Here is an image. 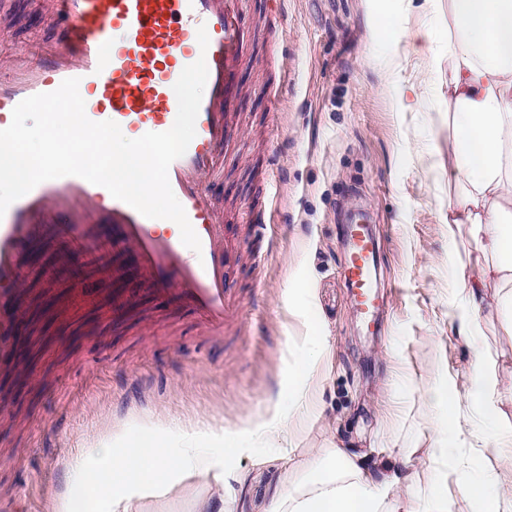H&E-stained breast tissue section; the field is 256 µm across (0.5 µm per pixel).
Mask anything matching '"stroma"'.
Returning <instances> with one entry per match:
<instances>
[{
	"mask_svg": "<svg viewBox=\"0 0 512 512\" xmlns=\"http://www.w3.org/2000/svg\"><path fill=\"white\" fill-rule=\"evenodd\" d=\"M51 0L0 11V69L21 46L51 44ZM280 10L287 50L266 23ZM239 107L216 193L229 280L241 300L222 336L185 306L141 285L132 256L119 277L58 267L22 290L23 362L0 369V512H58L76 462L98 439L142 428L210 430L239 442L221 457L233 512H267L304 454L335 446L364 474L408 454L432 467L433 439L472 454L469 438L434 432L424 389L468 393L477 346L457 336L448 260V0H243ZM432 34L427 54L411 33ZM282 41V42H283ZM365 212L379 244L381 327L370 334L344 278L345 226ZM93 300L68 311L73 285ZM133 293L130 308L112 302ZM323 354L307 373L313 345ZM482 346L512 390V326L487 316ZM298 396L288 399L289 389ZM292 416L274 441L268 423ZM195 479L141 501V512H194Z\"/></svg>",
	"mask_w": 512,
	"mask_h": 512,
	"instance_id": "obj_1",
	"label": "stroma"
}]
</instances>
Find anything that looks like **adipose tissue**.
<instances>
[{"mask_svg": "<svg viewBox=\"0 0 512 512\" xmlns=\"http://www.w3.org/2000/svg\"><path fill=\"white\" fill-rule=\"evenodd\" d=\"M448 102V178L463 186L448 203V237L456 239L465 227L476 242L457 264L455 292L462 306L451 321L475 344L483 334L490 284L499 286L498 306L512 311V0H448ZM425 397L444 408L439 427L454 437L505 415L504 395L484 353L477 356L466 398L444 387ZM176 440L174 451L166 435L144 429L126 436L121 451L103 443L96 461L80 464V490L60 512H138L132 488L166 484L176 470L208 478L225 453L201 431ZM480 442L481 470L467 480L465 494L477 512H512V435H484ZM327 455L328 467L303 460L306 480L277 491L269 512H453L448 484L460 471L454 449L441 441H434L430 456L445 460V468L423 472L424 497L405 502L388 491L412 481L406 457L395 458L390 473L373 480L362 477L341 449Z\"/></svg>", "mask_w": 512, "mask_h": 512, "instance_id": "ef3b65f1", "label": "adipose tissue"}]
</instances>
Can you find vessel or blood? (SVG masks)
<instances>
[{
    "instance_id": "b4317fda",
    "label": "vessel or blood",
    "mask_w": 512,
    "mask_h": 512,
    "mask_svg": "<svg viewBox=\"0 0 512 512\" xmlns=\"http://www.w3.org/2000/svg\"><path fill=\"white\" fill-rule=\"evenodd\" d=\"M239 0H56L48 20L57 29L52 45L36 51L22 71L0 75V112L23 99L79 81L85 113L95 122L111 120L135 136L164 132L175 121L173 91L182 69L198 59L208 67L206 91L186 153L168 169L171 188L201 241L186 247L164 220L141 215L111 199L102 186L77 176L40 183L0 218V359L11 356L14 326L21 317L14 292L30 276L27 257L45 239L61 242L56 262L84 256L133 254L141 280L172 293L191 308L198 328L224 333L236 294L227 282L228 249L212 190L231 142L235 111V70L241 57ZM207 48H200L198 28ZM110 207H103V200ZM377 245L358 232L347 266L349 293L359 313L378 308L371 266Z\"/></svg>"
}]
</instances>
